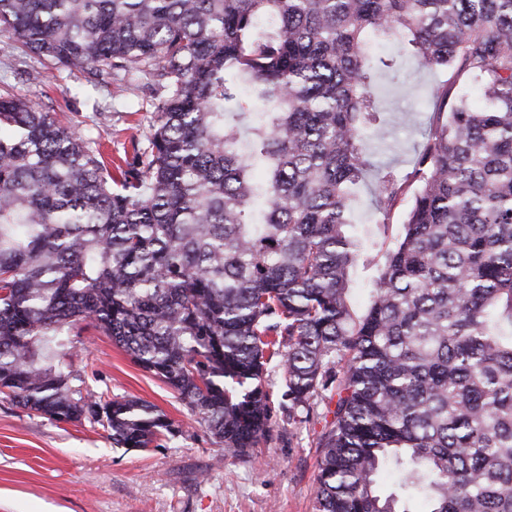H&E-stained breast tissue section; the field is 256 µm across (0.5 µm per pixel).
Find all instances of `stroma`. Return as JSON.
Masks as SVG:
<instances>
[{
    "label": "stroma",
    "instance_id": "stroma-1",
    "mask_svg": "<svg viewBox=\"0 0 512 512\" xmlns=\"http://www.w3.org/2000/svg\"><path fill=\"white\" fill-rule=\"evenodd\" d=\"M0 80L15 96L38 103L66 125L121 153L131 134L148 137L154 117L146 78L91 85L83 71L62 68L32 84L13 43L0 36ZM478 101L473 87L454 84L450 71L400 59L374 87L392 125L388 142L370 143L380 166L398 174L411 167L428 126L433 90ZM374 175L354 191L364 258L350 273L351 303L363 314L386 253L403 231L406 206L389 216L374 208ZM72 368L81 387L111 398L133 397L167 415L177 430L161 447L113 444L99 424L58 423L0 395V512H315L318 452L323 418L289 423L275 412L270 440L245 459L222 457L206 427L161 379L134 364L110 336L91 326L74 329Z\"/></svg>",
    "mask_w": 512,
    "mask_h": 512
}]
</instances>
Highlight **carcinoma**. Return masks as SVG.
Here are the masks:
<instances>
[{"instance_id": "carcinoma-1", "label": "carcinoma", "mask_w": 512, "mask_h": 512, "mask_svg": "<svg viewBox=\"0 0 512 512\" xmlns=\"http://www.w3.org/2000/svg\"><path fill=\"white\" fill-rule=\"evenodd\" d=\"M377 33L483 99L431 95L402 179L404 234L366 312L349 302L351 187L383 134ZM43 72L138 74L147 147L101 143L0 94V393L123 448L175 429L137 398L82 392L85 322L161 378L224 452L273 437L264 372L317 437L316 512H512V0H0Z\"/></svg>"}]
</instances>
